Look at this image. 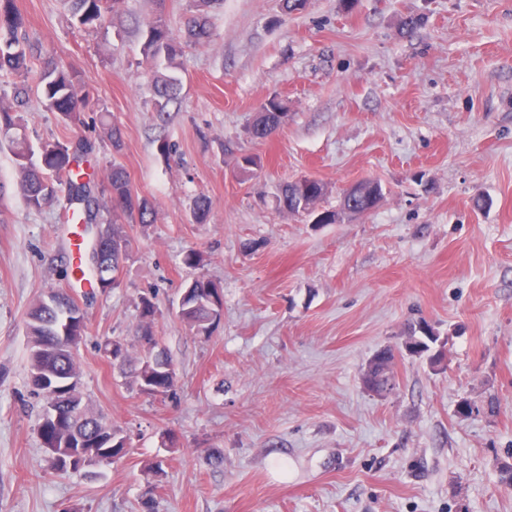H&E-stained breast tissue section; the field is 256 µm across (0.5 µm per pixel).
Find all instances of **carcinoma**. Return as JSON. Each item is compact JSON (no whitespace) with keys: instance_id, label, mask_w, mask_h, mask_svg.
I'll return each instance as SVG.
<instances>
[{"instance_id":"cac0c4a2","label":"carcinoma","mask_w":512,"mask_h":512,"mask_svg":"<svg viewBox=\"0 0 512 512\" xmlns=\"http://www.w3.org/2000/svg\"><path fill=\"white\" fill-rule=\"evenodd\" d=\"M72 18L84 28H96L103 25L109 14L117 11L123 0H65ZM219 4V0H198L195 14L188 20L182 34L176 35L160 17L147 24L144 41L141 46L144 58L165 62L164 70L153 81L154 110L160 120H165L171 108L178 106V88L180 79L175 74L177 58L185 49L210 41L213 32L208 8ZM25 20L15 8L14 0H0V77L19 75L33 77V94L41 106L48 112H55L67 127L81 126L84 116L80 108L79 92L81 79L71 66L52 52H42L30 44L22 34ZM284 107L273 97L262 107L252 127L257 138H266L281 124ZM0 145L7 147L15 157L19 179L16 188L23 196L28 207L39 210L64 186L67 197V211L75 224H96L100 213V199L112 202V210H119L129 220L137 224H152L155 220V207L145 197L139 196L130 183L125 169L112 165L103 178H96L90 171L88 155L92 147L83 145L72 149L59 141H46L39 151L30 145L17 116L16 106L0 102ZM39 156V163L33 162V156ZM325 194V186L318 180L300 178L290 182L282 190L280 201L284 209L296 215L302 210L312 214L316 205ZM381 197V186L372 180H364L352 186L350 195L342 198L336 211L326 210L319 213L320 223L331 224L341 220V215L349 209L371 210ZM77 282L91 287L99 286L97 270L85 259H80L73 267ZM217 288L209 281L197 279L193 285V295L182 305L179 318L199 334H207L213 324L220 321L223 305H215L212 296ZM81 342L86 333V316L78 313L72 303L57 293L52 300L40 298L33 303L28 314L27 335L29 344L40 343L42 354L29 353L28 374L48 373L47 384L38 388V393L47 400L56 396L64 397L68 392V382H73L75 399H82L79 391L80 371L75 356L67 349L66 343L59 339L61 329ZM426 340L410 332L408 348L413 352L428 349L427 341H435L431 328L421 327ZM122 363H136L134 383L136 387H147L160 395L168 394L175 385L176 372L172 369L158 368L147 370L146 354L131 359L128 350L117 344ZM387 363L379 364L372 360L364 374L365 385L374 390L388 381L386 371L390 369L394 355L386 348ZM77 435L82 441L96 445L99 463L110 465L125 457L129 448L127 439L118 431L105 425L102 419L84 414V423L79 426ZM70 436L69 428L63 421L57 422L44 416L40 425V437L43 447L57 443L59 448L49 452L51 467L57 472H78L80 466V448H62L60 444Z\"/></svg>"}]
</instances>
